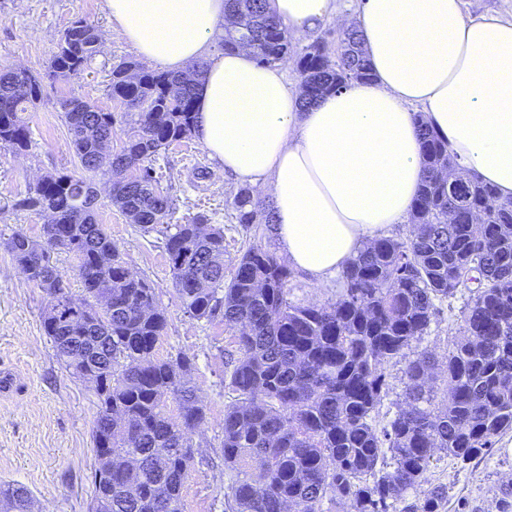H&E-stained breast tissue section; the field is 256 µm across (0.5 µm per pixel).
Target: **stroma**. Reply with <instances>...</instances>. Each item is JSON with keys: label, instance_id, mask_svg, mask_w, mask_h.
<instances>
[{"label": "stroma", "instance_id": "stroma-1", "mask_svg": "<svg viewBox=\"0 0 512 512\" xmlns=\"http://www.w3.org/2000/svg\"><path fill=\"white\" fill-rule=\"evenodd\" d=\"M84 17L99 29L102 44L84 72L69 80L46 83L43 95L27 114L32 145L16 155L0 148V236L15 228L39 237L47 216L14 209L13 203L45 173L77 171L60 103L76 95L105 112L117 123L112 148H119L126 125L124 106L108 92L113 64L137 59L136 50L112 22L105 0H0V67H21L44 73L62 31L75 17ZM212 168L198 138L161 150L155 167L162 187L176 203L173 223L186 224L199 214L224 227V260L233 268L242 254L245 231L235 224L227 199L237 182L213 172L208 180L194 179L196 166ZM97 218L122 251L129 267L151 281L159 292L169 325L158 353L163 357H193L192 382L207 408L208 423L197 436L198 454L183 490V512H224L228 484L220 445L224 408L235 398L224 381L223 351L234 347L235 332L221 318L198 321L184 313L171 286L166 256L156 235L136 231L113 208L105 178L96 177ZM468 292L440 300L428 332L413 341L404 357L386 364V386L379 407L381 420L393 417L403 402V372L407 359L431 352L444 367L448 352L461 334V317ZM46 298L26 280L16 261L0 249V373H9L14 389L0 392V486L21 484L31 493L36 512H88L90 477L95 467L91 430L96 397L90 384L71 377L57 361L44 335L42 317ZM432 483L448 486L446 512H457L467 501L496 512L502 481L512 479V434L505 435L478 464L461 470L440 458L428 470Z\"/></svg>", "mask_w": 512, "mask_h": 512}]
</instances>
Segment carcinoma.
Here are the masks:
<instances>
[{
    "label": "carcinoma",
    "mask_w": 512,
    "mask_h": 512,
    "mask_svg": "<svg viewBox=\"0 0 512 512\" xmlns=\"http://www.w3.org/2000/svg\"><path fill=\"white\" fill-rule=\"evenodd\" d=\"M100 35L83 17L58 39L46 76L80 74ZM340 49L309 46L297 62L302 106L353 80L371 79L359 29L340 34ZM225 50L247 47L262 64L291 51L266 0H228ZM207 63L188 73L145 70L133 60L112 67L109 95L131 125L119 150L100 156L116 119L80 97L61 112L81 173L42 176L19 200L22 210L50 217L39 238L19 229L0 240L26 279L47 297L43 331L57 361L75 378L95 382L92 428L96 465L91 512H182L195 463L194 439L207 412L191 385L194 360L161 358L168 317L156 288L133 274L96 210L83 207L93 177L109 175L111 203L143 235L163 236V250L184 313L222 317L235 330L225 375L236 394L224 409L222 451L231 485L224 512H324V502L353 512H443L448 486L426 484L441 453L464 469L512 432V201L462 169L426 122L419 124L425 178L404 238L366 246L342 273L328 306L288 298L290 272L257 236L275 221L240 188L232 219L256 232L231 276L224 271V226L199 216L170 224L173 201L160 188L159 152L194 134L196 86ZM42 95L26 69L0 68V147L28 151L25 117ZM68 254L82 284L84 320L62 325L72 299L56 255ZM472 292L462 336L446 371L424 353L405 369V402L378 427L384 364L425 335L436 302ZM446 399L436 401L438 386ZM29 490L14 485L0 512H31Z\"/></svg>",
    "instance_id": "carcinoma-1"
}]
</instances>
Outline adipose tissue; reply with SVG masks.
Here are the masks:
<instances>
[{
  "label": "adipose tissue",
  "instance_id": "adipose-tissue-1",
  "mask_svg": "<svg viewBox=\"0 0 512 512\" xmlns=\"http://www.w3.org/2000/svg\"><path fill=\"white\" fill-rule=\"evenodd\" d=\"M147 62L180 71L201 58L226 0H106ZM333 0H267L300 34ZM372 69L302 108L284 69L240 49L213 58L198 91L200 142L220 172L272 200L288 262L324 285L390 225L407 221L424 179L427 122L467 170L512 198V20L468 19L461 0H362Z\"/></svg>",
  "mask_w": 512,
  "mask_h": 512
}]
</instances>
